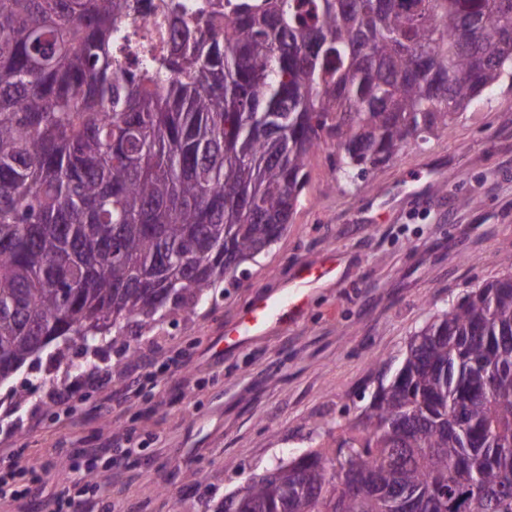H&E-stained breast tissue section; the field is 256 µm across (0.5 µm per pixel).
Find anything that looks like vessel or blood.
I'll return each instance as SVG.
<instances>
[{"label":"vessel or blood","mask_w":512,"mask_h":512,"mask_svg":"<svg viewBox=\"0 0 512 512\" xmlns=\"http://www.w3.org/2000/svg\"><path fill=\"white\" fill-rule=\"evenodd\" d=\"M336 271L335 261H328L320 270L301 269L292 288L282 294H257L251 307L239 315L237 322L224 339L225 346H241L263 334L266 329L283 327L299 317L311 287Z\"/></svg>","instance_id":"1"}]
</instances>
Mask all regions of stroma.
<instances>
[{
    "mask_svg": "<svg viewBox=\"0 0 512 512\" xmlns=\"http://www.w3.org/2000/svg\"><path fill=\"white\" fill-rule=\"evenodd\" d=\"M332 145L311 158L301 203L271 249L225 278L192 318L177 312L113 337L99 363L140 366L132 388H83L65 410L44 384L85 355L46 350L0 382L24 397L23 425L0 435V475L22 470L37 497L0 492V512H52L68 465L97 452L105 512H216L272 463L331 444L357 421L412 336L449 303L507 274L512 255V81L474 101L449 131L408 144L378 174L337 182ZM339 274L297 322L250 343L224 336L259 292L328 256Z\"/></svg>",
    "mask_w": 512,
    "mask_h": 512,
    "instance_id": "stroma-1",
    "label": "stroma"
}]
</instances>
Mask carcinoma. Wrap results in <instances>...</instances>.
Returning a JSON list of instances; mask_svg holds the SVG:
<instances>
[{
  "label": "carcinoma",
  "mask_w": 512,
  "mask_h": 512,
  "mask_svg": "<svg viewBox=\"0 0 512 512\" xmlns=\"http://www.w3.org/2000/svg\"><path fill=\"white\" fill-rule=\"evenodd\" d=\"M224 0L118 72L127 0H0V380L61 336L196 313L313 153L382 168L512 78V0ZM512 273L448 305L334 446L216 512H512Z\"/></svg>",
  "instance_id": "carcinoma-1"
}]
</instances>
